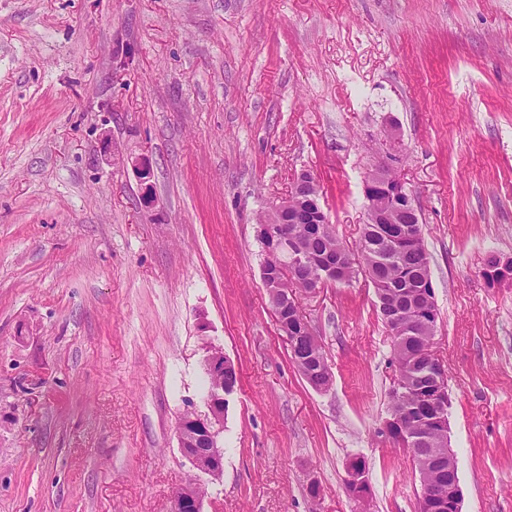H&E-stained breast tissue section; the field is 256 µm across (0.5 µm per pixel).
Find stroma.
Masks as SVG:
<instances>
[{
	"label": "stroma",
	"instance_id": "stroma-1",
	"mask_svg": "<svg viewBox=\"0 0 512 512\" xmlns=\"http://www.w3.org/2000/svg\"><path fill=\"white\" fill-rule=\"evenodd\" d=\"M387 162L430 253L462 512H512V282L483 275L512 257V0H0V512H173L191 484L203 512H417L378 434L372 287L302 297L333 372L315 391L257 238L307 170L354 244ZM208 341L241 373L217 480L177 436Z\"/></svg>",
	"mask_w": 512,
	"mask_h": 512
}]
</instances>
